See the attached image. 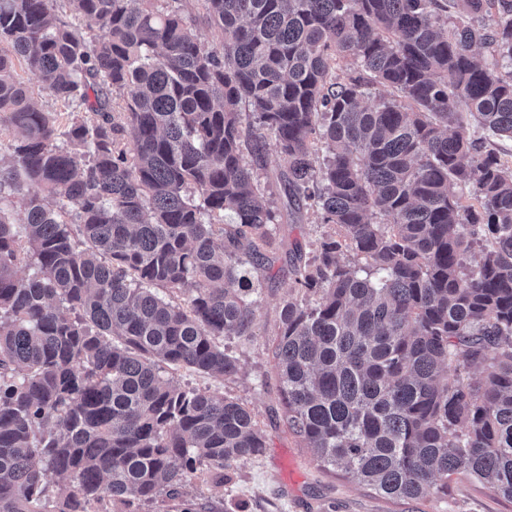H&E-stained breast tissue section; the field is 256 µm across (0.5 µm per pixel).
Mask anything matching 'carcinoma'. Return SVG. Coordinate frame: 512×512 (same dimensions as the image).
<instances>
[{
    "instance_id": "cac0c4a2",
    "label": "carcinoma",
    "mask_w": 512,
    "mask_h": 512,
    "mask_svg": "<svg viewBox=\"0 0 512 512\" xmlns=\"http://www.w3.org/2000/svg\"><path fill=\"white\" fill-rule=\"evenodd\" d=\"M58 2L0 0V512H136L263 453L249 408L171 374L239 373L272 156L333 226L294 244L288 428L385 499L458 474L512 499V163L469 135L512 140V0H203L217 46L160 0H65L82 29ZM372 81L401 101L365 105Z\"/></svg>"
}]
</instances>
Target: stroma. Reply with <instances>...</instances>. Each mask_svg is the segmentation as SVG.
<instances>
[{
    "label": "stroma",
    "mask_w": 512,
    "mask_h": 512,
    "mask_svg": "<svg viewBox=\"0 0 512 512\" xmlns=\"http://www.w3.org/2000/svg\"><path fill=\"white\" fill-rule=\"evenodd\" d=\"M258 181L266 185L276 215L277 260L260 278L254 339L226 343L240 362L238 375L217 379L181 370L175 379L180 385L216 391L247 406L266 437V448L261 456L234 465L225 479L209 476L192 481L185 489L187 499L227 505L242 502L246 512H324L330 505L335 512H512L511 499L464 478L451 483L444 498L431 494L408 504L383 499L351 482L343 472L319 469L310 450L288 430L271 353L280 306L291 293L288 249L296 241L315 246L329 227L314 210L294 213L282 185L268 183L263 175Z\"/></svg>",
    "instance_id": "stroma-1"
}]
</instances>
